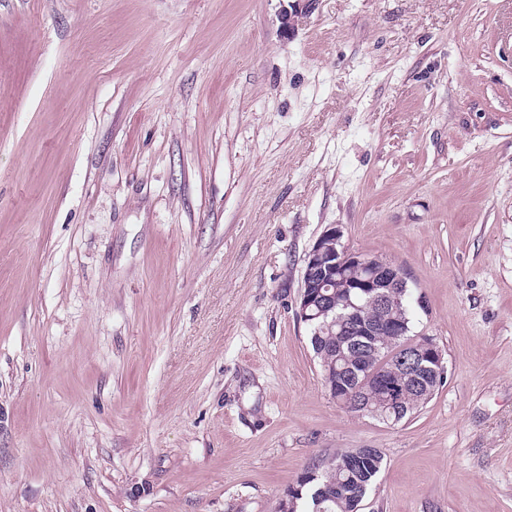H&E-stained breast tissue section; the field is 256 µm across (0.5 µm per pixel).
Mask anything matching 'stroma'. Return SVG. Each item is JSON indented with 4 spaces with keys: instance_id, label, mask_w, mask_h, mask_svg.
<instances>
[{
    "instance_id": "stroma-1",
    "label": "stroma",
    "mask_w": 512,
    "mask_h": 512,
    "mask_svg": "<svg viewBox=\"0 0 512 512\" xmlns=\"http://www.w3.org/2000/svg\"><path fill=\"white\" fill-rule=\"evenodd\" d=\"M0 0V512H512V0ZM333 224L447 377L387 425L295 315ZM365 449L376 448L347 451L338 466L359 459ZM344 453H337L328 460L307 467L295 482V488L293 486L287 490H294L295 509L292 502L287 504L285 498L281 497L278 504L280 511L293 507L294 512H354L358 498L364 499L375 485L384 465V456L382 452L367 455L351 467L336 468V460Z\"/></svg>"
}]
</instances>
